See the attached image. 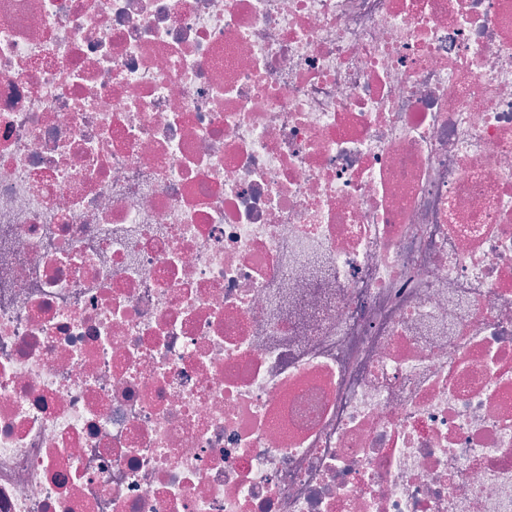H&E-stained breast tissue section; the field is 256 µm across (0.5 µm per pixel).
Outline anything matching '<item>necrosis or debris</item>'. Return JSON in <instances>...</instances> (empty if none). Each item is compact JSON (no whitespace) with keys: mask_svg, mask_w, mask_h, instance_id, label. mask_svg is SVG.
<instances>
[{"mask_svg":"<svg viewBox=\"0 0 512 512\" xmlns=\"http://www.w3.org/2000/svg\"><path fill=\"white\" fill-rule=\"evenodd\" d=\"M0 512H512V0H0Z\"/></svg>","mask_w":512,"mask_h":512,"instance_id":"1","label":"necrosis or debris"}]
</instances>
